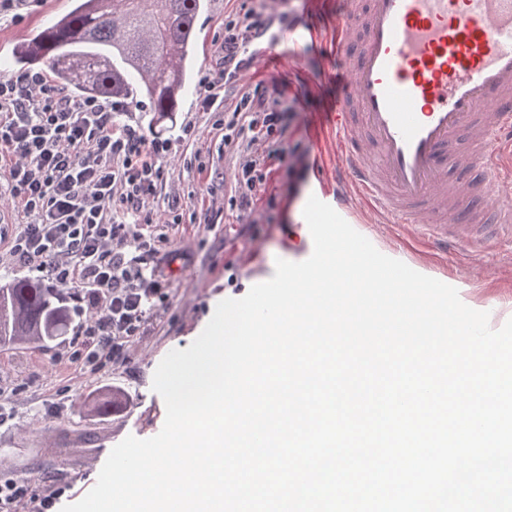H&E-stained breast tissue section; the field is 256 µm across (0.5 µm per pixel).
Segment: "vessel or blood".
<instances>
[{
	"mask_svg": "<svg viewBox=\"0 0 512 512\" xmlns=\"http://www.w3.org/2000/svg\"><path fill=\"white\" fill-rule=\"evenodd\" d=\"M315 35L260 33L245 62ZM334 43L346 78L330 117L351 197L446 245L512 234V0H351ZM463 132L489 224L448 204V150Z\"/></svg>",
	"mask_w": 512,
	"mask_h": 512,
	"instance_id": "vessel-or-blood-1",
	"label": "vessel or blood"
}]
</instances>
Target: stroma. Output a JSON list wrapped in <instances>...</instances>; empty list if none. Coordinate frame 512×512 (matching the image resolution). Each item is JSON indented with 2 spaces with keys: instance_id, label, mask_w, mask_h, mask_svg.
I'll list each match as a JSON object with an SVG mask.
<instances>
[{
  "instance_id": "35a3bbf8",
  "label": "stroma",
  "mask_w": 512,
  "mask_h": 512,
  "mask_svg": "<svg viewBox=\"0 0 512 512\" xmlns=\"http://www.w3.org/2000/svg\"><path fill=\"white\" fill-rule=\"evenodd\" d=\"M71 6V0H25L23 6L0 10V81L20 74L14 46ZM347 6L348 0H205L178 112L157 123L148 101H123L119 121L159 146L163 177L143 213L170 242L159 254L167 298L145 320L124 359L100 367L78 355L90 312L73 299L66 335L48 347L0 346V390L10 397V417L0 424V482H23L36 494L54 484L78 501L77 487H93L100 472L99 466H82L83 457L113 448L127 436L147 439L161 431L166 408L152 381L166 354L186 349L220 301L242 298L270 279L276 259L301 262L311 255L313 241L302 219L308 198L319 190L335 200L348 187L336 177V131L326 116L343 68L329 37ZM248 15L275 30L304 25L317 30L320 39L289 47L276 63L263 62L241 74L220 89V108H207L201 84L224 69L218 50L225 26ZM245 92L282 97L289 112L285 137L259 143L270 156L265 183L250 207L238 210L230 202L240 193L239 153L224 142L223 108ZM284 144L296 154L289 167L275 158ZM350 216L354 229L379 241L381 253L398 255L413 270L458 287L463 303L489 312L491 328L512 318V238L485 242L475 254L461 246L445 255L421 240L417 225L381 224L360 209ZM112 388L123 393L122 402L109 415L93 413L91 398Z\"/></svg>"
}]
</instances>
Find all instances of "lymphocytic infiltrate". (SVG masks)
I'll return each instance as SVG.
<instances>
[{
    "label": "lymphocytic infiltrate",
    "instance_id": "1",
    "mask_svg": "<svg viewBox=\"0 0 512 512\" xmlns=\"http://www.w3.org/2000/svg\"><path fill=\"white\" fill-rule=\"evenodd\" d=\"M116 108L69 99L41 73L0 82V154L24 158L9 168L13 196L28 216L16 225L10 255L49 273L53 288L85 302L89 363L120 359L148 312L166 297L156 257L164 240L145 235L146 198L163 168L155 144L115 119ZM229 131L285 132L280 99L242 94ZM263 154L245 147L234 204L248 208L263 182Z\"/></svg>",
    "mask_w": 512,
    "mask_h": 512
}]
</instances>
